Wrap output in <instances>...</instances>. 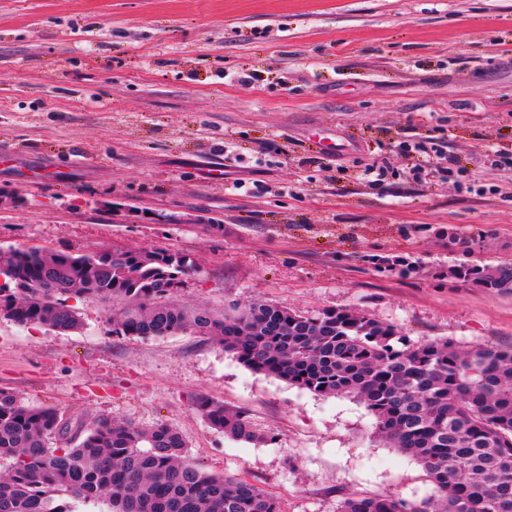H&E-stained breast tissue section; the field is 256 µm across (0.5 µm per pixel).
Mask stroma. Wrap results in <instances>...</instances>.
I'll return each mask as SVG.
<instances>
[{
  "instance_id": "obj_1",
  "label": "stroma",
  "mask_w": 512,
  "mask_h": 512,
  "mask_svg": "<svg viewBox=\"0 0 512 512\" xmlns=\"http://www.w3.org/2000/svg\"><path fill=\"white\" fill-rule=\"evenodd\" d=\"M2 145L0 252L162 247L194 263L183 306L351 309L415 341L512 347V295L448 279L512 259V0H0ZM69 304L74 332L0 318V390L73 423L172 425L190 462L284 512L433 495L359 399ZM202 399L269 442L225 437Z\"/></svg>"
}]
</instances>
